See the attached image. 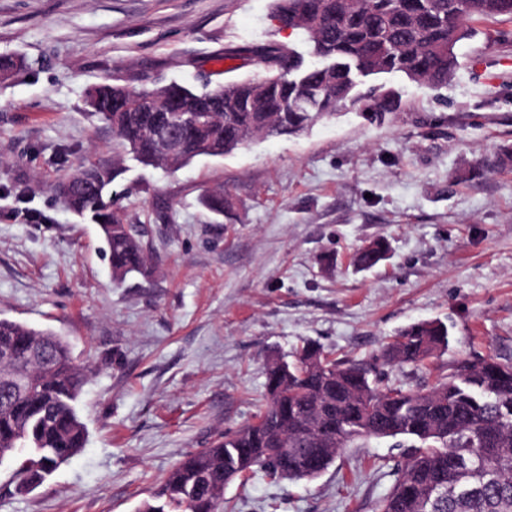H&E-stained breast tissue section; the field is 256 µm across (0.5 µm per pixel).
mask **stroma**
Masks as SVG:
<instances>
[{"mask_svg":"<svg viewBox=\"0 0 512 512\" xmlns=\"http://www.w3.org/2000/svg\"><path fill=\"white\" fill-rule=\"evenodd\" d=\"M273 0H0V316L66 338L89 372L84 450L35 488L0 463V512H137L184 457L253 421L272 360L304 343L377 363L419 390L465 359L512 361V18L476 23L447 85L386 74L400 112L349 113L170 172L127 161L112 196L147 225L150 272L115 285L98 225L55 187L111 163L112 130L86 104L132 88L266 74L257 48L308 46ZM224 187L214 218L204 189ZM382 239L386 260L358 269ZM441 319L450 343L387 360L397 332ZM392 439H360L312 481L257 471L229 484L234 512H377L396 476ZM387 251L388 246L384 240L373 241L357 253L355 263L363 269L373 268L384 260Z\"/></svg>","mask_w":512,"mask_h":512,"instance_id":"obj_1","label":"stroma"}]
</instances>
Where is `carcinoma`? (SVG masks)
Returning a JSON list of instances; mask_svg holds the SVG:
<instances>
[{
    "label": "carcinoma",
    "mask_w": 512,
    "mask_h": 512,
    "mask_svg": "<svg viewBox=\"0 0 512 512\" xmlns=\"http://www.w3.org/2000/svg\"><path fill=\"white\" fill-rule=\"evenodd\" d=\"M500 0H288L294 30L308 54L270 45L258 52L269 69L261 80L236 79L199 90L176 81L126 91L117 110L113 84L88 94V105L111 128L118 145L144 166L176 172L198 156L230 155L256 139L299 136L322 119L356 108L370 121L398 111L392 90L360 89L363 79L401 73L440 87L456 66L453 48L474 36L473 19L512 16ZM188 116L191 142L181 154L160 156L153 130ZM112 166L80 164L63 182V203L98 225L120 284L146 269L143 224L112 208ZM202 204L222 215L224 190L206 189ZM373 241L355 263L363 269L386 257ZM448 325L433 319L399 331L386 354L419 363L448 347ZM86 382L69 342L49 329L0 318V464L14 459L27 487L41 484L86 444L76 403ZM376 367L330 360L304 346L294 360L266 370L268 403L256 420L193 452L166 475L137 512H226L224 475L261 470L308 480L296 448L316 452V475L359 438H402L403 460L378 512H512V361L494 357L458 363L421 391L378 387Z\"/></svg>",
    "instance_id": "carcinoma-1"
}]
</instances>
